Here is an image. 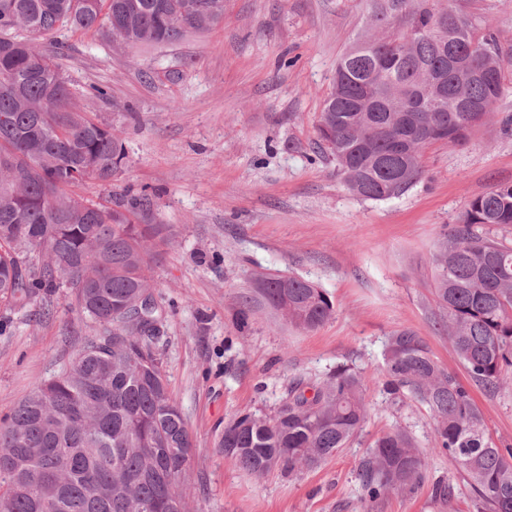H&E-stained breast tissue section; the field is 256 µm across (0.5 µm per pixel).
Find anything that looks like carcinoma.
I'll return each instance as SVG.
<instances>
[{"label": "carcinoma", "mask_w": 512, "mask_h": 512, "mask_svg": "<svg viewBox=\"0 0 512 512\" xmlns=\"http://www.w3.org/2000/svg\"><path fill=\"white\" fill-rule=\"evenodd\" d=\"M439 0H369V28L336 66L317 134L356 197L398 198L423 173L434 144L457 145L491 120L503 94L499 40L481 17ZM224 20V0H0V305L9 312L71 289L78 313L103 327L69 367L39 383L0 423V512H188L192 447L186 420L152 347L163 320L147 274L150 200L129 187L113 205L72 188L110 183L127 153L112 125L72 107L59 62L70 33L132 50L169 45ZM472 65L493 82L469 80ZM512 185L470 201L432 257L442 330L469 384L403 327L383 352V392L425 406L435 450L461 474L474 512H512V448L485 431L470 387L512 390ZM262 298L303 332L336 313L330 294L294 275L260 280ZM365 376L340 364L299 382L268 415L224 427L219 447L261 478L268 460L291 474L336 456L367 415ZM427 462L411 432L374 440L360 462L369 498L418 488Z\"/></svg>", "instance_id": "obj_1"}]
</instances>
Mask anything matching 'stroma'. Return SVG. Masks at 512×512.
Returning a JSON list of instances; mask_svg holds the SVG:
<instances>
[{"label": "stroma", "mask_w": 512, "mask_h": 512, "mask_svg": "<svg viewBox=\"0 0 512 512\" xmlns=\"http://www.w3.org/2000/svg\"><path fill=\"white\" fill-rule=\"evenodd\" d=\"M497 33L506 89L494 119L460 145L426 149L421 180L384 202L357 199L318 147L315 125L340 56L365 26L366 0H224V20L170 46L124 50L93 34L68 39L61 59L75 107L111 124L128 151L122 177L77 191L103 202L124 186L145 190L151 221L171 243L150 258L165 318L154 346L193 439L190 512H448L434 483L453 486L457 512L470 491L433 449L426 409L391 405L383 350L392 331L414 329L449 370L460 365L437 328L432 255L441 233L475 197L512 184V0H456ZM104 87V99L90 86ZM304 277L336 303L313 333L289 326L256 289L264 274ZM67 289L49 306L17 311L0 330V419L63 368L81 337L99 333ZM363 372L368 418L348 447L318 467L258 479L218 443L249 411L270 414L289 385L336 364ZM487 432L512 446V391H474ZM402 427L426 455L429 483L370 501L359 464L370 443Z\"/></svg>", "instance_id": "stroma-1"}]
</instances>
